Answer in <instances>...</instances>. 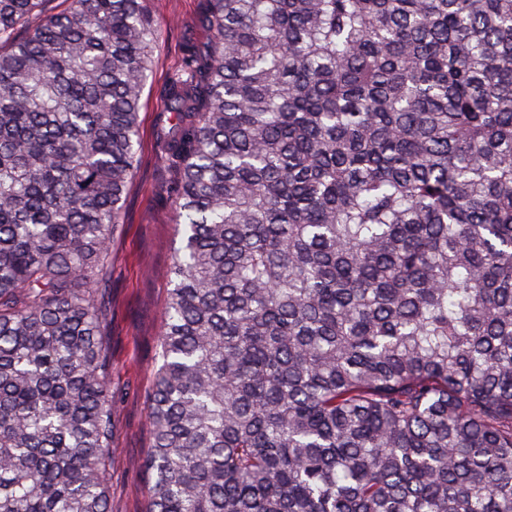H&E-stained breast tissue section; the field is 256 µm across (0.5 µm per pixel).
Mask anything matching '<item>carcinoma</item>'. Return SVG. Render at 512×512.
Instances as JSON below:
<instances>
[{"instance_id": "obj_1", "label": "carcinoma", "mask_w": 512, "mask_h": 512, "mask_svg": "<svg viewBox=\"0 0 512 512\" xmlns=\"http://www.w3.org/2000/svg\"><path fill=\"white\" fill-rule=\"evenodd\" d=\"M0 0V512H111L100 288L145 0ZM145 512H512V0H208Z\"/></svg>"}]
</instances>
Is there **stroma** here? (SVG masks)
Returning a JSON list of instances; mask_svg holds the SVG:
<instances>
[{
  "instance_id": "obj_1",
  "label": "stroma",
  "mask_w": 512,
  "mask_h": 512,
  "mask_svg": "<svg viewBox=\"0 0 512 512\" xmlns=\"http://www.w3.org/2000/svg\"><path fill=\"white\" fill-rule=\"evenodd\" d=\"M159 31L140 101L138 164L125 193L123 222L116 228L107 261L106 299L112 391V445L108 462L112 512H142L145 479L135 462L151 446L148 398L159 365L156 341L170 284L166 269L181 245L167 192L173 174L160 146L163 93L179 72L189 45L209 32L198 26L206 0H148Z\"/></svg>"
}]
</instances>
